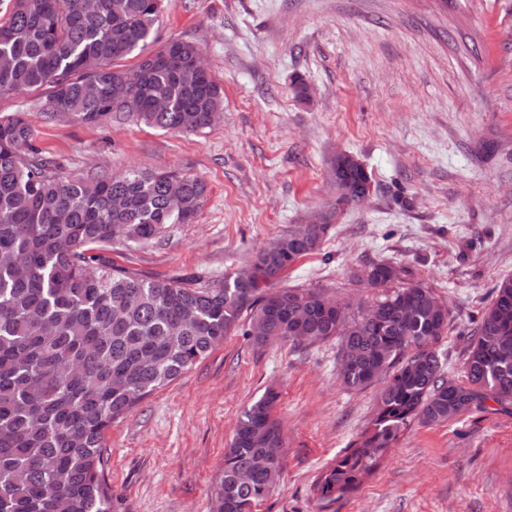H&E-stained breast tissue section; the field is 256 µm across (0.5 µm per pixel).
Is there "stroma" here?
Instances as JSON below:
<instances>
[{
	"mask_svg": "<svg viewBox=\"0 0 512 512\" xmlns=\"http://www.w3.org/2000/svg\"><path fill=\"white\" fill-rule=\"evenodd\" d=\"M188 36L224 88L220 121L174 135L132 120L49 119V88L0 96L25 113L41 155L66 176L174 168L207 185L198 219L153 243L114 245L144 278L220 284L259 248L335 204L333 160L371 174L363 204L338 212L288 288L370 308L356 279L381 260L408 266L453 320L438 345L459 372L463 337L512 277V0H164L159 42ZM311 90L292 92L293 77ZM335 342L257 347L226 336L106 437L121 512H213L236 422L265 389L287 449L283 479L256 512H318L319 472L370 421L382 382L354 391ZM336 512H512V411L417 424Z\"/></svg>",
	"mask_w": 512,
	"mask_h": 512,
	"instance_id": "stroma-1",
	"label": "stroma"
}]
</instances>
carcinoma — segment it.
Listing matches in <instances>:
<instances>
[{"label":"carcinoma","instance_id":"cac0c4a2","mask_svg":"<svg viewBox=\"0 0 512 512\" xmlns=\"http://www.w3.org/2000/svg\"><path fill=\"white\" fill-rule=\"evenodd\" d=\"M163 0H12L0 22V94L51 88L50 118L135 120L201 133L224 108V89L198 64L191 38L159 50ZM130 69L119 61L132 54ZM139 101L126 113L117 90ZM24 113L0 116V512H117L105 440L112 423L190 370L239 327L254 344L338 342V376L359 390L382 375L373 417L317 476L320 512H336L412 423L438 425L491 404L512 406V277L464 337L461 376L436 345L448 307L409 267L380 261L365 280L386 292L356 315L320 290L279 288L316 251L327 224H301L252 255L257 274L224 283L144 279L100 251L138 246L199 216L204 181L172 170L73 179L38 156ZM338 187L371 190L360 166L333 169ZM278 394L239 418L224 450L215 512H254L284 471Z\"/></svg>","mask_w":512,"mask_h":512}]
</instances>
